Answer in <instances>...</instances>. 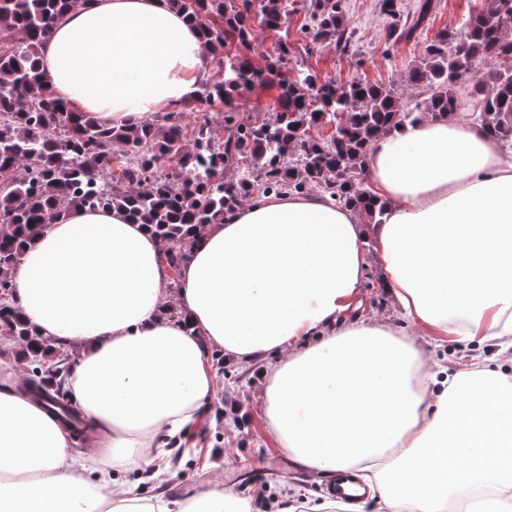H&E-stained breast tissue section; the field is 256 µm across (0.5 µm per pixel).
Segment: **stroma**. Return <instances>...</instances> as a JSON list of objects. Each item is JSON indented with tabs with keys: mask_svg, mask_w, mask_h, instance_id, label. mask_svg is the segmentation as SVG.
Instances as JSON below:
<instances>
[{
	"mask_svg": "<svg viewBox=\"0 0 512 512\" xmlns=\"http://www.w3.org/2000/svg\"><path fill=\"white\" fill-rule=\"evenodd\" d=\"M347 3L349 21L355 31L348 52H339L332 44L309 45L301 33L308 15L299 7L289 13L281 31L256 29L253 57L259 60L272 54L276 42L285 38L294 50V71L310 72L322 80L355 78L379 82L405 97L409 90L404 75L423 42L443 28L460 27L464 18L482 6V0H432V10L421 34L393 44L386 40L389 21L380 12L377 0ZM360 311L412 338L435 368L453 373L490 359L502 371L512 374V362L500 357L497 341L480 345L444 342L405 325L396 303L382 285L378 266H370L366 272ZM263 371L259 364L237 359L225 361L223 373L216 376V394L204 419L193 438L182 439L183 451L164 480L127 473L110 483V490H128L146 499L162 494L174 500L189 492L225 486L226 475L238 470L248 474L249 479L235 485L234 490L251 499L254 512H278L277 499L286 486L294 490L304 512H316L326 499L322 490L324 480L300 469L275 447L261 406Z\"/></svg>",
	"mask_w": 512,
	"mask_h": 512,
	"instance_id": "35a3bbf8",
	"label": "stroma"
}]
</instances>
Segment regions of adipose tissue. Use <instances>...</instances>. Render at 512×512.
<instances>
[{
    "label": "adipose tissue",
    "mask_w": 512,
    "mask_h": 512,
    "mask_svg": "<svg viewBox=\"0 0 512 512\" xmlns=\"http://www.w3.org/2000/svg\"><path fill=\"white\" fill-rule=\"evenodd\" d=\"M210 61L198 26L165 0H78L40 51L55 97L108 126L187 99ZM366 172L383 205L373 228L321 192L269 195L204 225L175 273L121 209H68L27 244L13 304L77 349L67 387L96 452L76 456L0 363V512H251L228 489L103 492L112 475L166 469L163 439L192 434L214 393L216 349L269 362V432L309 471L358 473L386 512H447L468 489L481 495L466 512H512V376L438 375L400 332L351 315L375 259L411 325L459 343L512 340V157L454 112L379 137Z\"/></svg>",
    "instance_id": "1"
}]
</instances>
